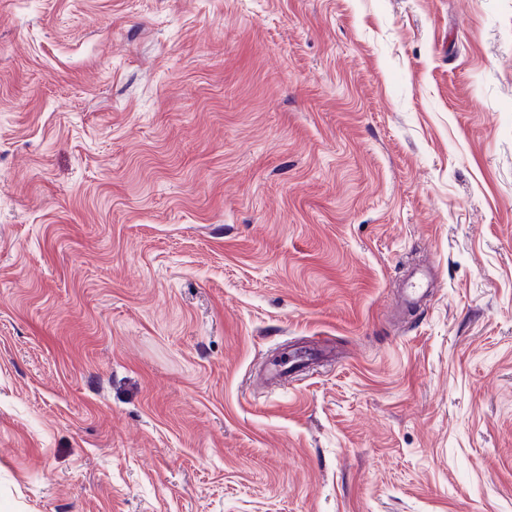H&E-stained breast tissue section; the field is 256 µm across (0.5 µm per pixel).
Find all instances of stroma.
Instances as JSON below:
<instances>
[{
    "label": "stroma",
    "instance_id": "1",
    "mask_svg": "<svg viewBox=\"0 0 512 512\" xmlns=\"http://www.w3.org/2000/svg\"><path fill=\"white\" fill-rule=\"evenodd\" d=\"M0 512H512V0H0Z\"/></svg>",
    "mask_w": 512,
    "mask_h": 512
}]
</instances>
